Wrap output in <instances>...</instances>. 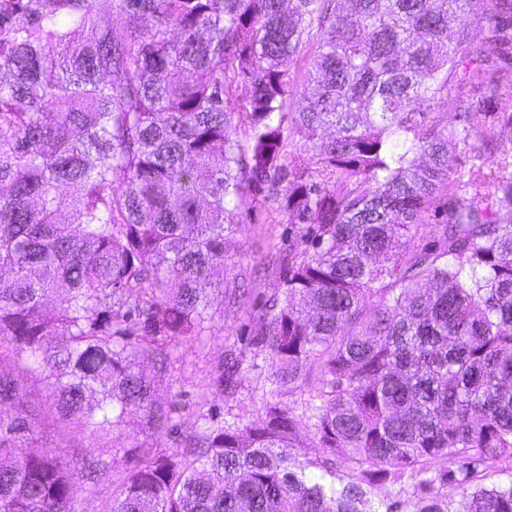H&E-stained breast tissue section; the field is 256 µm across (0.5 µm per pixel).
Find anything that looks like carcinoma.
I'll return each mask as SVG.
<instances>
[{
  "mask_svg": "<svg viewBox=\"0 0 512 512\" xmlns=\"http://www.w3.org/2000/svg\"><path fill=\"white\" fill-rule=\"evenodd\" d=\"M465 11L480 34L448 35ZM505 54L512 0H0V361L50 399L0 369V512H76L102 483L112 512H380L373 488L431 463L415 512H512V479L479 475L512 469V142L488 173L448 168L449 148L512 126L489 111ZM455 83L487 96L450 129ZM248 200L293 226L252 347L272 392L308 389L314 457L281 401L175 435L141 369L167 371L214 294L246 299L216 275ZM241 368L213 385L237 393ZM133 417L174 447L119 471L90 440ZM50 423L89 444L61 461L39 443ZM339 460L356 470L341 487Z\"/></svg>",
  "mask_w": 512,
  "mask_h": 512,
  "instance_id": "carcinoma-1",
  "label": "carcinoma"
}]
</instances>
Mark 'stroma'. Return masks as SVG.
Wrapping results in <instances>:
<instances>
[{
    "label": "stroma",
    "mask_w": 512,
    "mask_h": 512,
    "mask_svg": "<svg viewBox=\"0 0 512 512\" xmlns=\"http://www.w3.org/2000/svg\"><path fill=\"white\" fill-rule=\"evenodd\" d=\"M509 140H512V128L498 126L488 141L458 144L448 157L451 179L467 178L470 168L492 164L493 143ZM240 221L236 265L225 273L224 279L230 282L242 278L252 292L251 297L241 306L225 308L223 317L215 319L203 335L176 339L170 348L172 365L156 383L158 403L183 433L195 428L194 411L201 396H208L218 418L229 421L238 414L246 423L263 418L267 403L273 399L267 381L273 367L267 360L260 361L255 368L248 363L244 365L243 386L235 396H224L210 386L227 352L243 355L247 360L251 358V324L263 302L274 295L281 282V274L271 264L270 256L288 237L285 217L247 202L240 208ZM98 444L110 451L120 464L128 450L145 453L165 447L167 439L145 430L133 420L114 427Z\"/></svg>",
    "instance_id": "obj_1"
}]
</instances>
